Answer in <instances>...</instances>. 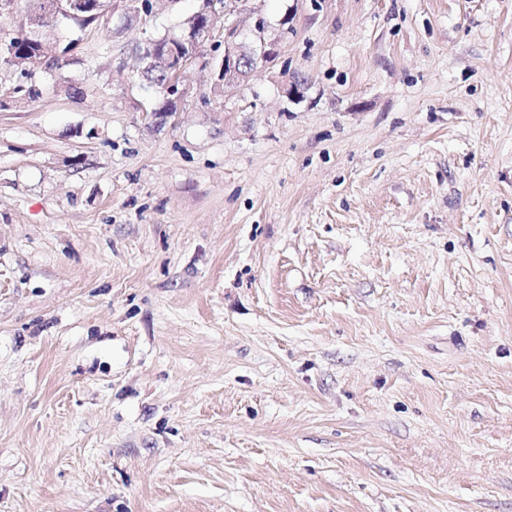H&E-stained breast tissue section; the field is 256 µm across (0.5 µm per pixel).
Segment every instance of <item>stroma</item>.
<instances>
[{"label": "stroma", "instance_id": "1", "mask_svg": "<svg viewBox=\"0 0 512 512\" xmlns=\"http://www.w3.org/2000/svg\"><path fill=\"white\" fill-rule=\"evenodd\" d=\"M150 3L0 62V512H512V0H241L157 120ZM237 0H211L199 14L189 18V22L194 21V26L187 27L185 34L178 38L169 37L168 43L163 44L161 40H149L143 49L150 52L152 56L159 53L166 61L167 74L166 88L165 75L153 64L148 56L142 57L146 64L142 69V78L156 91L155 112H166L169 107L168 93L175 96L178 102L185 94L182 88L181 75L187 64L204 58L202 47L207 40L214 37L216 32L224 35V57L218 73L219 83L224 96L226 88L239 86L247 79L255 66L267 62L276 54L275 47L278 39L288 27L289 18L281 20L282 29L278 38L272 37L269 33L266 22L262 19L257 20L248 30L245 40L240 39L242 29L238 21H230V18L236 12ZM199 19V20H198ZM170 39V40H169ZM166 47V48H165ZM166 96V98H164Z\"/></svg>", "mask_w": 512, "mask_h": 512}]
</instances>
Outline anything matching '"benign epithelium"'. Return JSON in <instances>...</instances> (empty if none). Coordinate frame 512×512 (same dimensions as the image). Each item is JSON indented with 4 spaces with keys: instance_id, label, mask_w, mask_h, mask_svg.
<instances>
[{
    "instance_id": "7a95c632",
    "label": "benign epithelium",
    "mask_w": 512,
    "mask_h": 512,
    "mask_svg": "<svg viewBox=\"0 0 512 512\" xmlns=\"http://www.w3.org/2000/svg\"><path fill=\"white\" fill-rule=\"evenodd\" d=\"M237 0H209L207 8L200 12L201 19L185 29V34L170 38L163 44L150 40L144 50L160 54L166 61V89L180 100L185 94L181 75L187 64L203 57L202 47L215 33L224 35V57L218 78L221 90L242 84L253 68L270 60L276 54L278 39L269 33L266 22L257 20L248 30L246 39H241L242 29L238 21L231 19L236 12ZM45 23H53L58 15H70V9L62 6L61 0H43Z\"/></svg>"
}]
</instances>
